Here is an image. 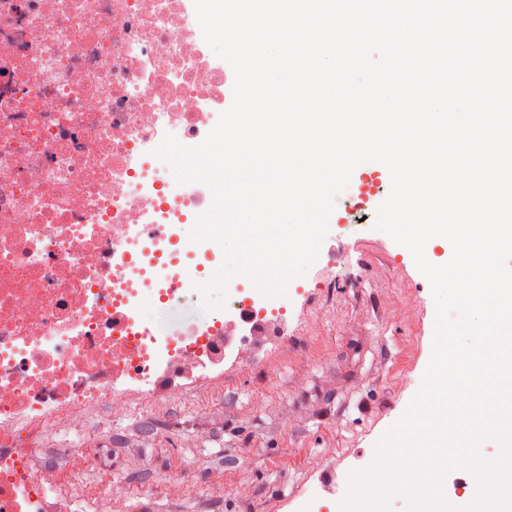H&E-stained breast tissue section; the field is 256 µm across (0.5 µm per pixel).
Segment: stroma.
Listing matches in <instances>:
<instances>
[{
    "instance_id": "1",
    "label": "stroma",
    "mask_w": 512,
    "mask_h": 512,
    "mask_svg": "<svg viewBox=\"0 0 512 512\" xmlns=\"http://www.w3.org/2000/svg\"><path fill=\"white\" fill-rule=\"evenodd\" d=\"M336 221L321 247L336 255V285L311 289L303 305L317 338L290 337L269 362L180 384L145 410L72 415L43 436L37 466L71 460V438L88 429L112 449L72 460L93 512H294L314 494L336 504L417 394L435 317L429 281L376 232L371 202L353 199ZM186 470L191 498L166 485ZM109 481L127 487L123 503L101 497Z\"/></svg>"
}]
</instances>
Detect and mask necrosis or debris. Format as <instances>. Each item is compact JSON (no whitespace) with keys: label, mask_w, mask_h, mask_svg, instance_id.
I'll return each instance as SVG.
<instances>
[{"label":"necrosis or debris","mask_w":512,"mask_h":512,"mask_svg":"<svg viewBox=\"0 0 512 512\" xmlns=\"http://www.w3.org/2000/svg\"><path fill=\"white\" fill-rule=\"evenodd\" d=\"M214 59L194 0H0V512H71L31 466L62 418L149 407L258 364L254 329L309 327L297 288L242 275L202 308L224 252L188 228L212 192L154 151L214 128Z\"/></svg>","instance_id":"necrosis-or-debris-1"}]
</instances>
